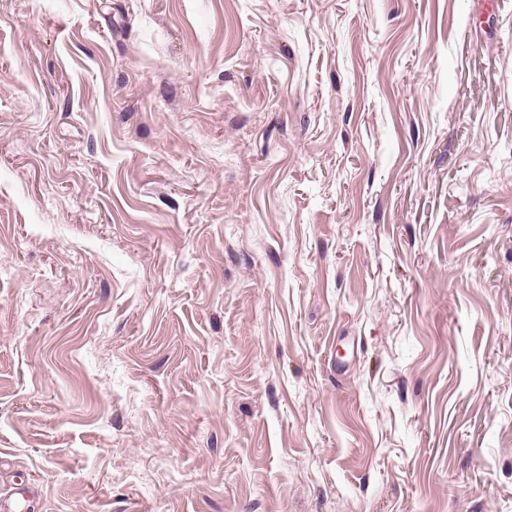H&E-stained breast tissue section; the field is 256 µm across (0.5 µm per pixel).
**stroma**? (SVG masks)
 Returning a JSON list of instances; mask_svg holds the SVG:
<instances>
[{
	"instance_id": "1",
	"label": "stroma",
	"mask_w": 512,
	"mask_h": 512,
	"mask_svg": "<svg viewBox=\"0 0 512 512\" xmlns=\"http://www.w3.org/2000/svg\"><path fill=\"white\" fill-rule=\"evenodd\" d=\"M512 512V0H0V501Z\"/></svg>"
}]
</instances>
